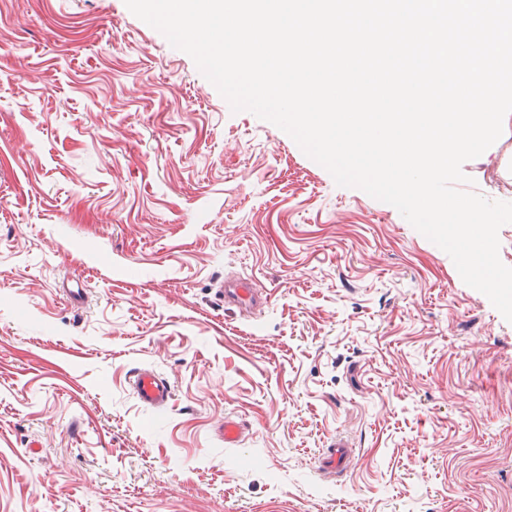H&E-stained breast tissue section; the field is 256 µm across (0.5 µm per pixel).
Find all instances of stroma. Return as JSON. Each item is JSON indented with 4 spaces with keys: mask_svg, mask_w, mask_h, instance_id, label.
Instances as JSON below:
<instances>
[{
    "mask_svg": "<svg viewBox=\"0 0 512 512\" xmlns=\"http://www.w3.org/2000/svg\"><path fill=\"white\" fill-rule=\"evenodd\" d=\"M462 170L512 202V113ZM0 512H512V323L124 0H0ZM253 280L249 278L229 279L220 285V295L224 305H232L240 312L255 309L268 303V296H259ZM131 386L138 401L149 408L165 409L173 396V384L168 377L149 368L136 369ZM352 444L344 438H336L328 448H324L319 461L320 474L325 478H335L345 473L355 453Z\"/></svg>",
    "mask_w": 512,
    "mask_h": 512,
    "instance_id": "1",
    "label": "stroma"
}]
</instances>
